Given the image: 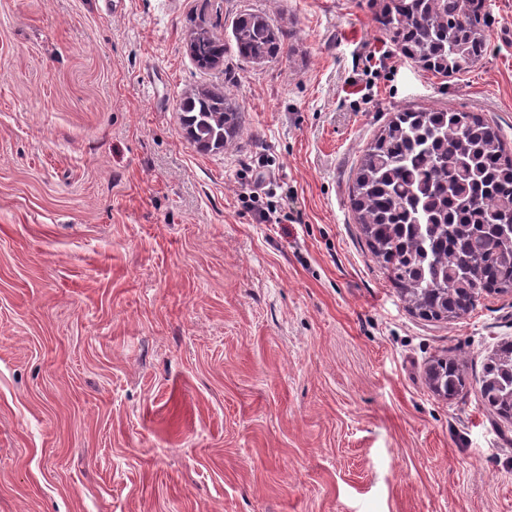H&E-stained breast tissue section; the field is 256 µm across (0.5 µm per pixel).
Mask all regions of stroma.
<instances>
[{
	"label": "stroma",
	"mask_w": 512,
	"mask_h": 512,
	"mask_svg": "<svg viewBox=\"0 0 512 512\" xmlns=\"http://www.w3.org/2000/svg\"><path fill=\"white\" fill-rule=\"evenodd\" d=\"M246 10L282 56H238ZM376 11L0 0V512H512V421L480 392L512 292L418 316L348 202L397 109L478 112L512 147V0H486V52L453 77ZM201 27L222 67L187 52ZM212 88L242 125L206 153L178 108ZM255 167L281 223L244 203ZM440 358L467 376L450 400L428 382Z\"/></svg>",
	"instance_id": "35a3bbf8"
}]
</instances>
